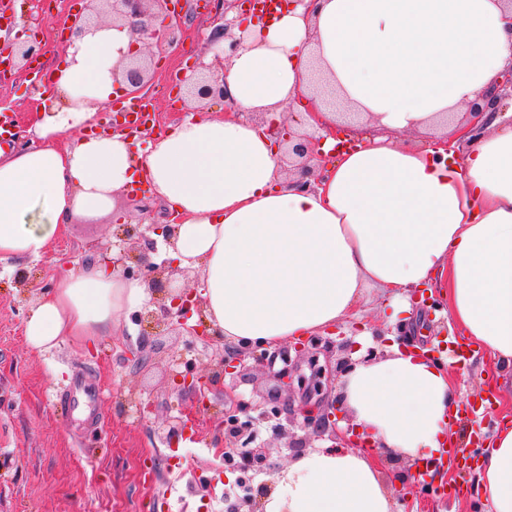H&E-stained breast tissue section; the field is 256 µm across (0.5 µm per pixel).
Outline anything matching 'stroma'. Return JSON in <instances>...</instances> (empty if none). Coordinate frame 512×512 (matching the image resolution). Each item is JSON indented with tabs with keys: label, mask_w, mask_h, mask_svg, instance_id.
<instances>
[{
	"label": "stroma",
	"mask_w": 512,
	"mask_h": 512,
	"mask_svg": "<svg viewBox=\"0 0 512 512\" xmlns=\"http://www.w3.org/2000/svg\"><path fill=\"white\" fill-rule=\"evenodd\" d=\"M11 27L16 41L39 33L44 58L60 48L58 32L68 21L72 0H24ZM205 0H188L183 35L177 46L151 57L154 79L145 94L159 128L181 120V100L188 92L182 82L208 58L202 30L212 23ZM35 88L24 70L0 73V106L10 109L20 129H27L36 110ZM125 222L137 226L138 237L123 236L118 224H69L38 258L0 262V512H226L241 499V483L250 489L272 485L277 469L295 458L288 442L307 413L322 414L336 399L335 387L314 392V365L337 370L353 353H384L391 343H403L389 322L393 308L387 294L371 290L362 317L305 337L312 350L302 357L295 340L282 343L287 360L249 350L247 374L226 377L225 413L204 409L195 396L173 388L172 373L205 374L211 358L231 350V343L209 340L175 330L165 336L127 320L111 335L83 350L69 343L45 352L31 349L24 335L28 308L50 289L51 277L91 261H101L102 249L118 252L127 247L148 250L151 260H169V245L153 233L163 223L165 208L148 192L118 201ZM419 323L412 342L431 348L436 358L447 359L448 339L458 330L443 307L414 305ZM140 352L133 362L131 352ZM448 370L456 386L460 419L449 441L466 448L468 457L480 447L470 444L479 422L475 408L485 407L492 422L512 417V396L488 403V389L498 381L497 370L485 355L454 362ZM303 378L304 387L283 392L280 416L266 414L265 399L280 375ZM91 380L96 393L99 429L85 427L79 413L55 410L52 398L66 390L72 379ZM249 423L257 443L276 446L271 466L225 467V457H239L233 445L216 448L228 414ZM180 416L192 419L188 439L175 443L166 437L169 423ZM384 478L397 512H486L469 498L472 473L452 468L446 492L423 493L411 462H387Z\"/></svg>",
	"instance_id": "obj_1"
}]
</instances>
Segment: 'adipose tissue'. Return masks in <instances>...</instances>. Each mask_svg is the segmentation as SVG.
<instances>
[{"label": "adipose tissue", "mask_w": 512, "mask_h": 512, "mask_svg": "<svg viewBox=\"0 0 512 512\" xmlns=\"http://www.w3.org/2000/svg\"><path fill=\"white\" fill-rule=\"evenodd\" d=\"M138 40L105 23L69 47L54 87L64 105L34 113L30 143L0 153V262L43 255L65 225L119 221L135 181L178 215L172 253L200 274L207 320L243 347L275 348L358 319L368 288L394 295L438 285L453 323L512 388V123L496 115L464 154L436 157L413 136L453 135L469 102L512 63L505 0H317L250 25L227 63L234 112L185 116L140 147L99 134L115 95L113 68ZM320 70L377 135L336 152L313 190L283 172L264 119L299 129L332 123L322 96L298 94ZM255 121L242 120V113ZM149 285L97 263L56 275L28 310L35 350L82 347L118 328ZM338 399L375 446L435 459L451 426L446 364L391 346L356 364ZM381 457L324 447L274 477L261 512H395ZM475 497L512 512V422L499 426L474 472Z\"/></svg>", "instance_id": "adipose-tissue-1"}]
</instances>
